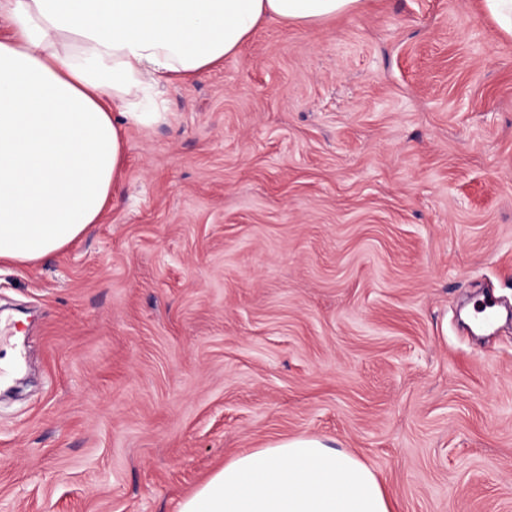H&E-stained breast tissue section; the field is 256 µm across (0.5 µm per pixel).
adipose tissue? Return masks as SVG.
<instances>
[{
	"mask_svg": "<svg viewBox=\"0 0 512 512\" xmlns=\"http://www.w3.org/2000/svg\"><path fill=\"white\" fill-rule=\"evenodd\" d=\"M360 0H0V261L29 264L99 222L129 125L265 22L312 24ZM180 512H392L373 469L317 437L241 453Z\"/></svg>",
	"mask_w": 512,
	"mask_h": 512,
	"instance_id": "obj_1",
	"label": "adipose tissue"
}]
</instances>
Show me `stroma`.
<instances>
[{
  "mask_svg": "<svg viewBox=\"0 0 512 512\" xmlns=\"http://www.w3.org/2000/svg\"><path fill=\"white\" fill-rule=\"evenodd\" d=\"M130 126L98 224L0 261V512H178L315 436L395 512H512V35L483 0L262 24Z\"/></svg>",
  "mask_w": 512,
  "mask_h": 512,
  "instance_id": "stroma-1",
  "label": "stroma"
}]
</instances>
